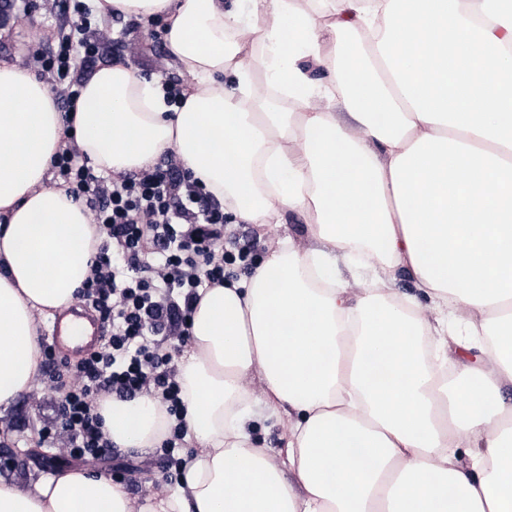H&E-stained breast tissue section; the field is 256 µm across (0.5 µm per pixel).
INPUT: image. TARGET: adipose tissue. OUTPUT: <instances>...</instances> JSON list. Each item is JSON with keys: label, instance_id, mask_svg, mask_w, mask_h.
<instances>
[{"label": "adipose tissue", "instance_id": "1", "mask_svg": "<svg viewBox=\"0 0 512 512\" xmlns=\"http://www.w3.org/2000/svg\"><path fill=\"white\" fill-rule=\"evenodd\" d=\"M157 17L183 105L122 59L83 79L65 127L49 83L0 62V407L40 367V320L75 305L97 234L46 184L76 141L109 174L174 152L238 224L302 217L252 275L205 289L180 357L184 482L144 501L68 471L0 478V512H512V0H93ZM376 277L337 284V261ZM408 270L429 307L399 298ZM483 345L442 381L431 322ZM153 448L156 399L102 402ZM285 418L279 457L253 427ZM465 449L468 464L457 451ZM285 223L280 229V236H288L291 242L296 245H304L307 242V224L297 215L288 214Z\"/></svg>", "mask_w": 512, "mask_h": 512}]
</instances>
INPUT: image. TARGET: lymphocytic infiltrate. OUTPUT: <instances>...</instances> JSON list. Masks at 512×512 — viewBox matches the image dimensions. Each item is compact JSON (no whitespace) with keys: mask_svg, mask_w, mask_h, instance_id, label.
Segmentation results:
<instances>
[{"mask_svg":"<svg viewBox=\"0 0 512 512\" xmlns=\"http://www.w3.org/2000/svg\"><path fill=\"white\" fill-rule=\"evenodd\" d=\"M97 51L85 38L66 36L50 52L31 53L58 95L65 122H73L80 96L77 65ZM51 168L53 187L88 210L99 234L79 297L107 333L97 351L73 364L43 347L45 385L55 405L41 436L91 466L120 457L103 429L98 403L147 394L174 418L161 451L166 468H180L174 451L185 426L173 352L190 336L201 290L223 285L231 267L255 269V240L249 231L230 228L223 203L174 153L162 154L147 169L110 176L97 172L72 145L54 156Z\"/></svg>","mask_w":512,"mask_h":512,"instance_id":"lymphocytic-infiltrate-1","label":"lymphocytic infiltrate"}]
</instances>
